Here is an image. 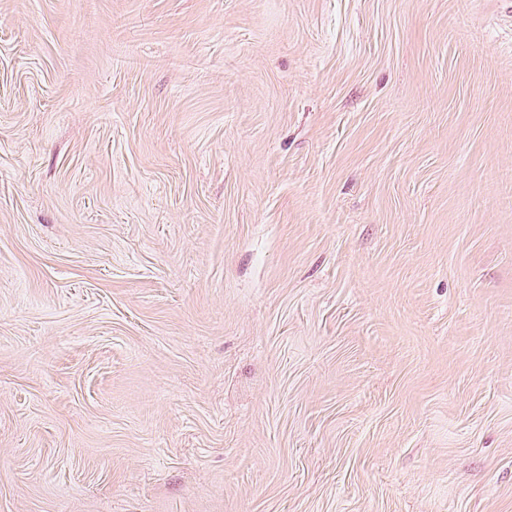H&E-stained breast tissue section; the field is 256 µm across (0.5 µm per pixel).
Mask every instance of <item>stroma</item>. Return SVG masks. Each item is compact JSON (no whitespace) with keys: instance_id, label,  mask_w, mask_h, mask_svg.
I'll use <instances>...</instances> for the list:
<instances>
[{"instance_id":"35a3bbf8","label":"stroma","mask_w":512,"mask_h":512,"mask_svg":"<svg viewBox=\"0 0 512 512\" xmlns=\"http://www.w3.org/2000/svg\"><path fill=\"white\" fill-rule=\"evenodd\" d=\"M0 512H512V0H0Z\"/></svg>"}]
</instances>
